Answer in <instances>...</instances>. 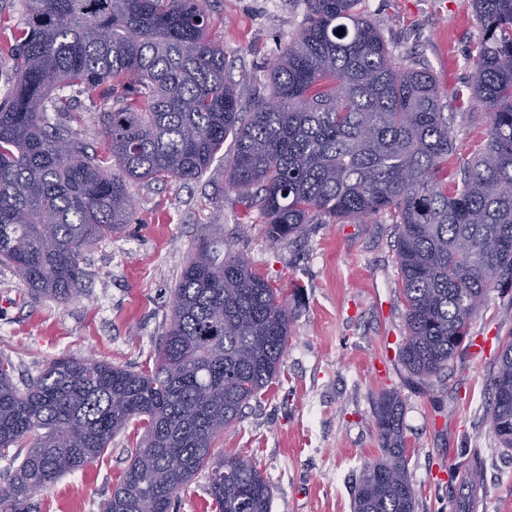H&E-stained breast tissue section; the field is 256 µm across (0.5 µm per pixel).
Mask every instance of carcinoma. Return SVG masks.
Wrapping results in <instances>:
<instances>
[{"mask_svg": "<svg viewBox=\"0 0 512 512\" xmlns=\"http://www.w3.org/2000/svg\"><path fill=\"white\" fill-rule=\"evenodd\" d=\"M302 2L305 22L267 73L269 96L243 114L224 47L208 39L207 0H25L16 80L0 99V263L34 294L69 302L82 251L130 221L127 180H195L230 137L227 185L275 244L317 217L395 218L402 362L423 380L447 370L490 286L512 279V0H473L472 91L489 131L451 190L441 174L456 145L434 76L395 63L360 0ZM103 85V151L90 153L47 113L79 123L73 95ZM208 248L181 271L153 366L62 357L21 388L0 358V512H38L37 493L130 427L140 441L99 512H174L204 470L216 512H270L267 477L216 441L278 378L288 299ZM493 389L489 423L505 430L491 431L509 450L512 339ZM373 414L382 454L355 485L354 512H416L403 402L385 393Z\"/></svg>", "mask_w": 512, "mask_h": 512, "instance_id": "carcinoma-1", "label": "carcinoma"}]
</instances>
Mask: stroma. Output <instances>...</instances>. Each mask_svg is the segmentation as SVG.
Segmentation results:
<instances>
[{"mask_svg": "<svg viewBox=\"0 0 512 512\" xmlns=\"http://www.w3.org/2000/svg\"><path fill=\"white\" fill-rule=\"evenodd\" d=\"M209 37L224 48L242 111L268 95L269 65L303 23L301 0H209ZM395 58L419 57L453 114L457 158L485 146L488 123L471 88L470 60L479 29L472 0H361ZM23 0H0V96L12 85L13 27ZM234 152L225 141L198 179L130 182L129 224L84 253L77 296L60 304L31 294L0 265V356L25 384L61 356L140 368L155 360L170 322L173 289L204 240L220 256L240 254L282 292L292 310L279 377L241 419L224 430L227 454L253 458L273 489L271 512H353V490L381 448L373 406L382 393L403 401L408 473L417 512H454L442 484L469 479L479 458L485 512H512V451L500 449L488 421L494 362L512 338V281L491 286L469 326L489 347H463L440 376L413 377L399 353L405 302L395 261L397 229L380 215L306 225L300 241L273 244L257 210L226 187ZM134 435H117L97 462L60 478L38 495L41 512H98L127 465Z\"/></svg>", "mask_w": 512, "mask_h": 512, "instance_id": "1", "label": "stroma"}]
</instances>
